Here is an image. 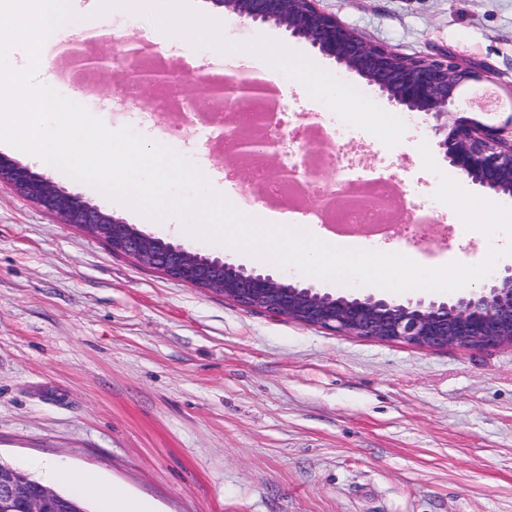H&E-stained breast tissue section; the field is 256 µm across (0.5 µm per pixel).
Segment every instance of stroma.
I'll return each mask as SVG.
<instances>
[{
	"label": "stroma",
	"instance_id": "35a3bbf8",
	"mask_svg": "<svg viewBox=\"0 0 512 512\" xmlns=\"http://www.w3.org/2000/svg\"><path fill=\"white\" fill-rule=\"evenodd\" d=\"M228 41L265 36L309 57L382 109L390 103L356 73L270 23L245 22L212 0H191ZM363 39L408 57L456 56L489 68L454 109L512 97V0H319ZM142 39L150 19L80 11L71 32L103 52L99 31ZM163 63L218 62L222 51L182 40ZM113 73L72 67L57 91L110 130L163 144L169 116L112 107ZM203 127L173 151L204 175L229 158ZM409 126L389 164L433 223L398 231L387 247L437 268L481 263L486 238L437 201L441 176L424 168ZM60 188L140 231L322 293L380 295L281 269L222 243L166 231L61 170ZM496 232L493 244L505 239ZM54 457L147 501L153 512H512V345L426 348L305 325L192 287L112 250L103 240L0 186V461Z\"/></svg>",
	"mask_w": 512,
	"mask_h": 512
}]
</instances>
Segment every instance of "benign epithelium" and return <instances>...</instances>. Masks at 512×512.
Instances as JSON below:
<instances>
[{
  "instance_id": "obj_1",
  "label": "benign epithelium",
  "mask_w": 512,
  "mask_h": 512,
  "mask_svg": "<svg viewBox=\"0 0 512 512\" xmlns=\"http://www.w3.org/2000/svg\"><path fill=\"white\" fill-rule=\"evenodd\" d=\"M212 2L244 21L273 23L306 40L324 56L366 79L395 108L418 114L435 134L443 135L437 146L453 170L493 197L512 196V114L498 123H485L449 110L466 84L483 79L486 70L481 66H464L446 58L402 56L364 40L321 10L317 0ZM72 45L75 57L87 66L97 70L110 67L125 79L135 80L146 90L142 104L153 106L162 76L141 71L137 49L86 58L81 42L74 40ZM194 83L202 91L195 103L203 109L225 98L249 100L259 92L258 82L245 77L217 80L200 75ZM225 138L231 141L235 156H263L274 163L275 175H283L280 136L260 144L247 131L230 127ZM307 176L312 201L327 202L321 193L324 171L311 169ZM0 184L56 215L62 223L76 225L105 241L112 250L196 288L220 292L225 299L249 309L348 335L429 348L484 349L512 344V267L455 302L420 299L403 304L373 295L333 296L271 274L235 268L218 256L192 253L146 235L2 153ZM66 507L51 488L27 483L0 462V512H56Z\"/></svg>"
}]
</instances>
